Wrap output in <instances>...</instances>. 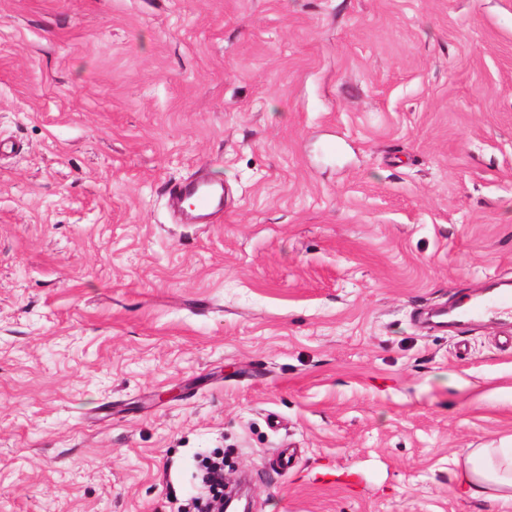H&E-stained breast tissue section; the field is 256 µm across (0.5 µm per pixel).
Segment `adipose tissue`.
<instances>
[{
    "mask_svg": "<svg viewBox=\"0 0 512 512\" xmlns=\"http://www.w3.org/2000/svg\"><path fill=\"white\" fill-rule=\"evenodd\" d=\"M460 484L467 497L512 500V448H475L466 455Z\"/></svg>",
    "mask_w": 512,
    "mask_h": 512,
    "instance_id": "ef3b65f1",
    "label": "adipose tissue"
}]
</instances>
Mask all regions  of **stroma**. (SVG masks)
<instances>
[{
	"mask_svg": "<svg viewBox=\"0 0 512 512\" xmlns=\"http://www.w3.org/2000/svg\"><path fill=\"white\" fill-rule=\"evenodd\" d=\"M502 285L512 0H0V512H512ZM166 193L175 209H180L185 200L194 199L192 209L186 211L192 218V224H209V216L223 205V186L206 179L203 175L195 180L168 185ZM484 312L512 315V291L501 292L491 298L486 304L484 302L471 304L461 310V314L464 317H475ZM460 484L467 497L512 500V448H474L466 455Z\"/></svg>",
	"mask_w": 512,
	"mask_h": 512,
	"instance_id": "stroma-1",
	"label": "stroma"
}]
</instances>
